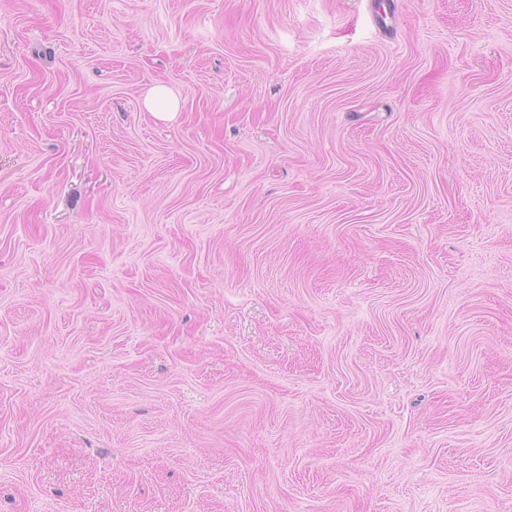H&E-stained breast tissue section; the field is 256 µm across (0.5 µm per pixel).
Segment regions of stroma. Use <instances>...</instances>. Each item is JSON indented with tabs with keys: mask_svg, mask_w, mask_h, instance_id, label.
<instances>
[{
	"mask_svg": "<svg viewBox=\"0 0 512 512\" xmlns=\"http://www.w3.org/2000/svg\"><path fill=\"white\" fill-rule=\"evenodd\" d=\"M0 512H512V0H0ZM143 105L147 112L160 121L176 118L180 103L174 92L165 84L152 85L144 94Z\"/></svg>",
	"mask_w": 512,
	"mask_h": 512,
	"instance_id": "1",
	"label": "stroma"
}]
</instances>
